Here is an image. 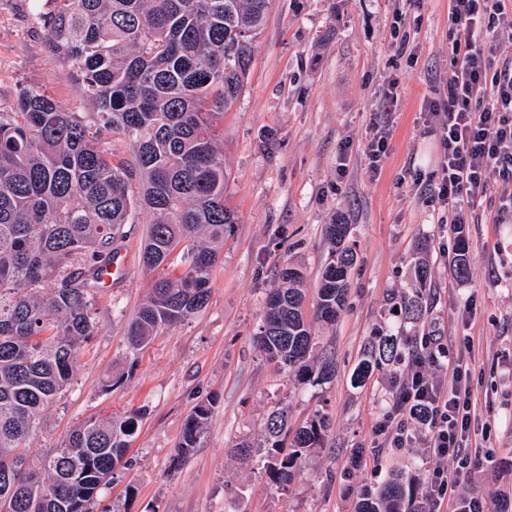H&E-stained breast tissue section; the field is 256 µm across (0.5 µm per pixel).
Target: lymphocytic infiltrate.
I'll return each mask as SVG.
<instances>
[{"mask_svg":"<svg viewBox=\"0 0 512 512\" xmlns=\"http://www.w3.org/2000/svg\"><path fill=\"white\" fill-rule=\"evenodd\" d=\"M496 29L512 30L503 0H449L454 68L444 109L435 115L442 162L438 181L424 192L456 224L464 223L465 207L489 192L512 200V64L486 42ZM463 361L440 337L423 336L380 425L391 445L414 437L428 457L455 460V468L426 476L435 505L447 500L471 463L473 386Z\"/></svg>","mask_w":512,"mask_h":512,"instance_id":"obj_1","label":"lymphocytic infiltrate"}]
</instances>
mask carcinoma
<instances>
[{
	"label": "carcinoma",
	"instance_id": "obj_1",
	"mask_svg": "<svg viewBox=\"0 0 512 512\" xmlns=\"http://www.w3.org/2000/svg\"><path fill=\"white\" fill-rule=\"evenodd\" d=\"M38 19L95 109L89 123L48 93L23 88L0 107V512H95L118 468H129V437L141 412L79 423L39 461L27 441L41 411L70 384L83 346L98 332L93 310L115 244L135 210L151 217L142 268L157 278L126 326L133 351L200 311L224 237L238 223L224 192L231 171L220 132L254 62L272 0H45ZM130 144L135 167L114 158L112 134ZM350 225H324L330 245L305 313L301 273L280 271L267 297L257 343L297 382H326L333 361L312 355V320L336 322L348 300L357 253ZM401 356L388 336L353 372L362 384L378 362ZM217 398L186 419L173 464L197 446ZM330 423L316 410L301 425L288 411L265 423L266 475L286 491L298 462L323 448ZM355 512H429L414 479L393 475L365 490Z\"/></svg>",
	"mask_w": 512,
	"mask_h": 512
}]
</instances>
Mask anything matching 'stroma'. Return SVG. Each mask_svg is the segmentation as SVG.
I'll return each mask as SVG.
<instances>
[{"instance_id":"1","label":"stroma","mask_w":512,"mask_h":512,"mask_svg":"<svg viewBox=\"0 0 512 512\" xmlns=\"http://www.w3.org/2000/svg\"><path fill=\"white\" fill-rule=\"evenodd\" d=\"M448 9L449 0H273L253 69L222 125L232 171L225 198L239 222L212 273L207 304L129 352L125 328L151 284L139 265L150 219L135 215L116 246L126 272L98 295L99 330L70 388L41 412L30 458H42L84 420L137 409L134 465L103 489L108 512H354L361 490L393 472L424 478L436 462L422 443L391 448L377 433L406 362L379 365L360 387L351 374L380 337L398 336L410 350L433 331L451 350L472 346L478 460L469 484L479 490L482 512H492L497 495L512 490V476L496 469L512 453V223H497L504 200L492 192L455 229L418 187L440 171L426 104L442 97L451 70ZM25 86L63 109L93 111L68 60L52 50L32 0H0V104H13ZM390 86L397 98L386 113ZM382 112L388 150L374 171L364 144ZM338 215L350 226L358 261L346 310L335 325L315 328L316 351L332 357L336 376L298 386L265 360L256 333L283 267L297 268L308 293L316 292L329 250L323 228ZM460 232L469 245L463 278L453 266ZM422 252L431 288L421 319L411 323L397 307L415 290ZM467 306L473 316L465 324ZM212 395L197 448L171 468L187 417ZM280 407L299 423L317 409L332 423L323 449L302 460L285 494L262 469L263 421ZM244 439L253 445L249 462L233 453Z\"/></svg>"}]
</instances>
